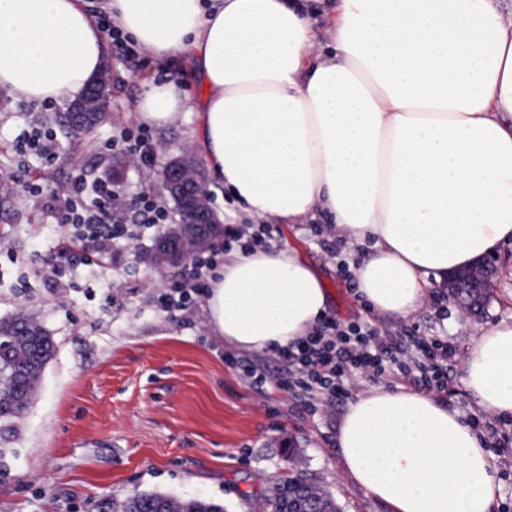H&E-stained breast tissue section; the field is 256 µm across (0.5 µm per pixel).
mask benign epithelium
<instances>
[{
    "mask_svg": "<svg viewBox=\"0 0 512 512\" xmlns=\"http://www.w3.org/2000/svg\"><path fill=\"white\" fill-rule=\"evenodd\" d=\"M106 86V79H94L88 91L64 113L73 136L81 134L86 122L109 118L111 98L103 94ZM162 172L165 173L167 192L175 201L179 220L174 226L173 246L162 245L154 249L153 263L159 269L191 265L198 253L223 232L221 221L209 203L204 173L198 163L184 154L168 159ZM496 276L497 270L492 261L484 259L451 273L442 287L448 289V300L463 312L476 315L491 297Z\"/></svg>",
    "mask_w": 512,
    "mask_h": 512,
    "instance_id": "benign-epithelium-1",
    "label": "benign epithelium"
}]
</instances>
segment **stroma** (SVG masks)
<instances>
[{"mask_svg": "<svg viewBox=\"0 0 512 512\" xmlns=\"http://www.w3.org/2000/svg\"><path fill=\"white\" fill-rule=\"evenodd\" d=\"M106 63L108 122L77 138L59 135L60 158L47 171L37 158L17 155L15 140L24 128L56 131L54 117L65 104L48 110L0 92V171L25 164L56 192L78 171L111 173L116 157L102 145L113 128L133 126L141 83L158 72L133 71L113 51ZM62 233L49 223L42 199L24 205L0 192V321L31 315L56 346L34 401L7 438L18 454L0 463V512H113L115 502L153 491L220 502L226 512H260L294 471L333 496L341 512H389L343 473L336 435L345 401L308 409L275 384L257 391L225 363L228 345L211 331L204 299L185 313L156 307L158 286L183 274L152 265L158 229L68 288L55 284L46 265ZM266 244L295 250L317 268L330 317L370 324L381 336L414 326L419 334L447 337L462 353L484 329L512 323L511 241L495 253L496 287L476 318L453 304L439 314L429 296L414 316L378 315L341 271L363 249L341 242L335 225L280 224ZM462 376V363H455L448 401L486 442L499 485L491 512H512V417L485 411Z\"/></svg>", "mask_w": 512, "mask_h": 512, "instance_id": "obj_1", "label": "stroma"}]
</instances>
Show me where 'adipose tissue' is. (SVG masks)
Returning <instances> with one entry per match:
<instances>
[{
	"label": "adipose tissue",
	"mask_w": 512,
	"mask_h": 512,
	"mask_svg": "<svg viewBox=\"0 0 512 512\" xmlns=\"http://www.w3.org/2000/svg\"><path fill=\"white\" fill-rule=\"evenodd\" d=\"M113 25L158 61L189 56L205 90L147 83L134 119L198 114L208 170L249 216H327L378 313L408 317L429 288L512 239V23L496 0H106ZM107 40L85 0H0V91L75 99ZM206 298L214 334L289 345L328 307L296 252L232 253ZM463 383L512 415V324L467 349ZM345 474L391 512H489L498 484L483 440L444 403L402 386L351 399L337 434Z\"/></svg>",
	"instance_id": "1"
}]
</instances>
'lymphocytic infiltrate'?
Instances as JSON below:
<instances>
[{
  "instance_id": "f902f5d3",
  "label": "lymphocytic infiltrate",
  "mask_w": 512,
  "mask_h": 512,
  "mask_svg": "<svg viewBox=\"0 0 512 512\" xmlns=\"http://www.w3.org/2000/svg\"><path fill=\"white\" fill-rule=\"evenodd\" d=\"M91 13L125 61L138 70L149 66L148 52L112 25L101 5H93ZM108 148L127 156L143 172H150L154 165L155 146L145 128L120 129L113 133ZM45 209L65 230L49 266L50 275L57 278L94 273L111 259L116 247L132 245L146 230L168 221L162 198L143 193L131 199L108 181L90 183L81 176L74 179L67 193L51 195ZM272 230L269 224L225 225L223 246H209L207 255L199 257L181 281L170 283L158 299L160 307L170 312L188 309L195 298L205 295L208 281L204 272L217 267L221 249L249 250L264 245ZM274 354L284 367L279 377H271L257 365L243 366L253 386L261 390L273 382L286 393L329 404L346 395L353 377L375 379L393 370L409 377L420 389L446 398L451 382L448 364L456 359L454 346L438 336L411 331L388 340L368 324H342L332 318L323 319L297 342L275 348Z\"/></svg>"
}]
</instances>
